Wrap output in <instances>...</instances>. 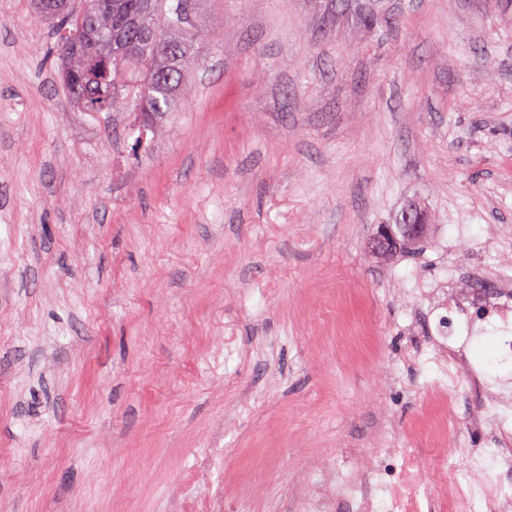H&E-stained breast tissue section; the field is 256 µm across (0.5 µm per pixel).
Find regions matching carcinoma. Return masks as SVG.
<instances>
[{"label":"carcinoma","mask_w":512,"mask_h":512,"mask_svg":"<svg viewBox=\"0 0 512 512\" xmlns=\"http://www.w3.org/2000/svg\"><path fill=\"white\" fill-rule=\"evenodd\" d=\"M56 47L65 75L89 62L74 51L85 27L96 24L99 34L112 35V67L130 70V83H95L89 89L68 84L78 107L92 112H144L160 116L176 111L186 73L197 58V43L206 18L197 0H112V18L99 14L95 0L83 10L58 11Z\"/></svg>","instance_id":"obj_1"}]
</instances>
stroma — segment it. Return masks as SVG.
<instances>
[{
  "mask_svg": "<svg viewBox=\"0 0 512 512\" xmlns=\"http://www.w3.org/2000/svg\"><path fill=\"white\" fill-rule=\"evenodd\" d=\"M177 111L86 112L0 0V512H388L469 496L481 390L430 360L449 277L512 235V0H200ZM418 201L420 242L374 254ZM467 357L511 378L496 335ZM224 448L208 485L184 477Z\"/></svg>",
  "mask_w": 512,
  "mask_h": 512,
  "instance_id": "35a3bbf8",
  "label": "stroma"
}]
</instances>
